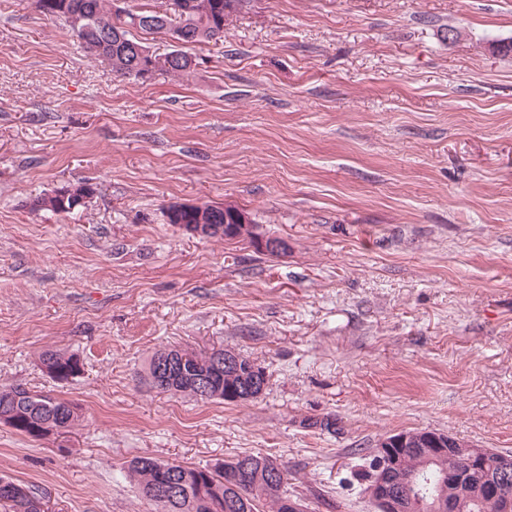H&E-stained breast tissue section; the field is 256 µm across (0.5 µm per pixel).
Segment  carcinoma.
<instances>
[{
	"instance_id": "cac0c4a2",
	"label": "carcinoma",
	"mask_w": 512,
	"mask_h": 512,
	"mask_svg": "<svg viewBox=\"0 0 512 512\" xmlns=\"http://www.w3.org/2000/svg\"><path fill=\"white\" fill-rule=\"evenodd\" d=\"M247 0H207L203 10L199 0H168L166 8L153 10L144 6L130 10L116 5V0H35L38 10L46 16L64 21L72 37L93 55L101 58L118 76L144 79L156 74L181 75L190 72L195 59L183 51L157 54L147 51L143 56L132 52L131 46L146 47L132 30L126 28L130 13L145 15L156 24L144 28L149 33L167 34L168 27L179 25L185 30L183 44H203L224 36L231 17ZM208 211L209 238H225L224 224L233 216L224 207L203 204ZM215 352L171 348L155 352L149 360L147 377L157 373L156 360L172 362L170 374L162 390L181 393L197 400H222L226 403L250 401L259 397L267 385V375L253 380L252 374L224 367L217 373L213 364ZM40 367L54 381L63 382L81 373L80 359L73 354L45 350L38 356ZM210 391L199 392L203 381ZM13 420L11 427L27 436L40 439L46 431L62 428L65 437L79 424L81 415L75 405L47 393L29 389L23 384L0 387V418ZM460 456L451 451L433 460L410 442L399 453L398 467L392 479L402 483L417 477L426 502L439 499L437 512H450L448 493L439 479L458 467ZM268 458L244 455L234 458L236 469L224 470V462L213 465L188 466L152 457H135L127 465V476L138 485L140 494L155 512H282V498L289 495L288 469H280L274 477L265 464ZM496 470L487 468L473 477L474 498L458 512H501V504L483 493V482ZM0 512H41L35 489L0 477Z\"/></svg>"
}]
</instances>
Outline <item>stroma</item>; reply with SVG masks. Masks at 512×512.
<instances>
[{"mask_svg": "<svg viewBox=\"0 0 512 512\" xmlns=\"http://www.w3.org/2000/svg\"><path fill=\"white\" fill-rule=\"evenodd\" d=\"M509 42L512 0H250L189 73L141 80L0 0V385L82 414L65 445L0 424V476L49 512H154L131 459L249 454L309 512H371L352 472L385 436L512 453ZM85 181L84 207L32 209ZM175 202L245 208L288 251L182 234ZM175 346L234 349L263 394L154 388ZM38 359L42 370L54 381H69L81 373L80 359L74 354L45 350Z\"/></svg>", "mask_w": 512, "mask_h": 512, "instance_id": "stroma-1", "label": "stroma"}]
</instances>
